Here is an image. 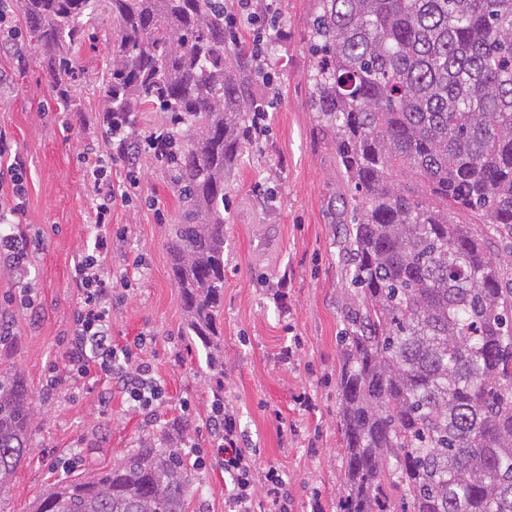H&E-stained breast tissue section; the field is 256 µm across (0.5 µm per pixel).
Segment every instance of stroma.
Instances as JSON below:
<instances>
[{"label": "stroma", "mask_w": 512, "mask_h": 512, "mask_svg": "<svg viewBox=\"0 0 512 512\" xmlns=\"http://www.w3.org/2000/svg\"><path fill=\"white\" fill-rule=\"evenodd\" d=\"M6 8L18 39L11 52H0V129L26 165L29 277L18 283L0 262V318L10 329L0 341V365L20 374L37 417L29 453L0 489V512H31L53 484L110 469L141 438L163 430L191 448L188 512H225L224 470L208 425L218 382L257 472L274 468L286 480L288 512H340L338 338L354 292L342 259L348 187L331 136L310 108L314 0H277L268 18L287 33L266 55L271 81L262 91L273 104L263 134L247 146L226 189L218 317L223 376L208 369L205 349L185 334L167 251L179 209L166 170L141 155L138 189L112 209L108 265H122L128 250L143 260L128 272L131 286L112 314V339L130 345L146 337L142 355L167 389L150 415L129 409L117 392L103 404L105 383L69 377L64 360L78 306L74 266L94 236L83 153L105 145L101 76L116 49L117 27L110 13H99L77 53L60 50L71 70L59 86L18 0Z\"/></svg>", "instance_id": "obj_1"}]
</instances>
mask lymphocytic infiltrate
Here are the masks:
<instances>
[{
	"mask_svg": "<svg viewBox=\"0 0 512 512\" xmlns=\"http://www.w3.org/2000/svg\"><path fill=\"white\" fill-rule=\"evenodd\" d=\"M105 133L114 152L111 159L134 168L142 152H152L160 165H168L167 133H150L143 136L132 132L124 116L105 113ZM101 155L89 157L92 167L91 192L95 203V224L100 231L75 267L73 286L80 299L75 312L74 334L65 353L67 371L78 378L99 379L108 382L125 396L134 411H148L162 401L165 390L153 375L150 363L136 358L132 349L114 344L112 340V312L121 301L116 292L124 284L126 275L121 270L109 269L105 259L112 248V241L101 228L110 221L112 204L128 198L136 181L124 184L112 182ZM0 192L12 195L16 203L0 206V254L10 262L18 278H26V237L21 217L24 213L21 200L25 195L24 164L14 157L5 132L0 131ZM217 437V451L224 465V503L228 512H287L288 492L282 476L268 473L265 477L264 496L256 498L254 486L256 470L251 453L239 432L237 416L220 406L213 408L210 417Z\"/></svg>",
	"mask_w": 512,
	"mask_h": 512,
	"instance_id": "1",
	"label": "lymphocytic infiltrate"
}]
</instances>
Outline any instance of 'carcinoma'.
Segmentation results:
<instances>
[{
	"mask_svg": "<svg viewBox=\"0 0 512 512\" xmlns=\"http://www.w3.org/2000/svg\"><path fill=\"white\" fill-rule=\"evenodd\" d=\"M46 49L105 6L118 45L112 112L157 110L180 214L169 230L186 336L216 343L226 180L267 112L268 73L228 0H20ZM312 111L356 195L345 227L355 304L340 336L342 512H512V288L486 238H512V0H315ZM421 185L401 193L396 173ZM486 217L484 234L452 210ZM36 409L0 370V489L31 447ZM182 451L153 437L108 471L51 487L33 512H187Z\"/></svg>",
	"mask_w": 512,
	"mask_h": 512,
	"instance_id": "obj_1",
	"label": "carcinoma"
}]
</instances>
